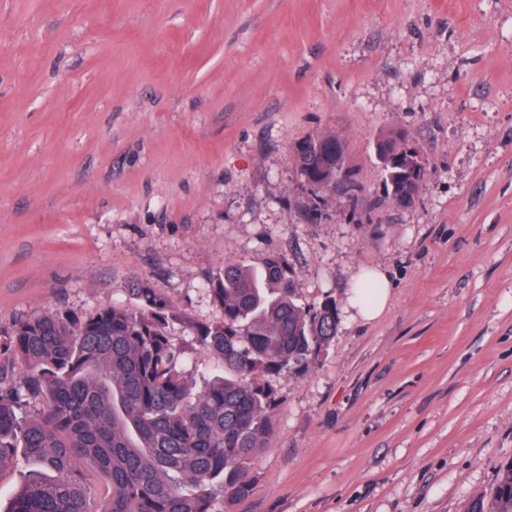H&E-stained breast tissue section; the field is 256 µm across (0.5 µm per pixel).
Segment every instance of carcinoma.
Instances as JSON below:
<instances>
[{
  "mask_svg": "<svg viewBox=\"0 0 512 512\" xmlns=\"http://www.w3.org/2000/svg\"><path fill=\"white\" fill-rule=\"evenodd\" d=\"M402 128L376 145L386 197L416 203L427 162L407 150ZM327 159L354 176L344 141L334 133L297 143L300 176L320 185L317 143ZM219 322L195 320L148 283L122 304L89 317L43 314L20 321L0 341V470L17 452L34 464L8 512H89L83 468L111 487L101 512H225L252 491L253 472L273 433L272 379L306 367L336 336V302L306 307L293 293L285 257L269 254L255 268L226 263L208 278ZM173 322L190 347L224 366L197 388L168 336ZM25 363V377L11 370ZM44 408L24 413L32 402ZM465 512H512V462Z\"/></svg>",
  "mask_w": 512,
  "mask_h": 512,
  "instance_id": "obj_1",
  "label": "carcinoma"
}]
</instances>
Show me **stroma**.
<instances>
[{
  "label": "stroma",
  "mask_w": 512,
  "mask_h": 512,
  "mask_svg": "<svg viewBox=\"0 0 512 512\" xmlns=\"http://www.w3.org/2000/svg\"><path fill=\"white\" fill-rule=\"evenodd\" d=\"M394 127L428 164L410 207ZM325 132L356 200L290 159ZM272 253L339 323L275 379L233 512H463L512 461V0H0V338L140 281L218 322L209 276ZM406 136L403 128H395L381 134L376 145L379 149L380 164L385 175V194L404 197L403 206H413L416 203L422 180L427 174V162L418 149L407 152ZM398 207L402 205L393 202ZM377 284V293L375 298L368 303H359L355 305L358 314L365 320L370 321L376 318L383 310L387 297L389 280L387 276L380 270L376 269L368 274Z\"/></svg>",
  "instance_id": "1"
}]
</instances>
